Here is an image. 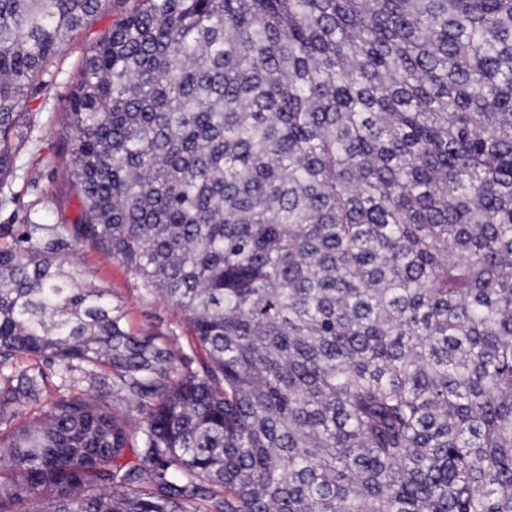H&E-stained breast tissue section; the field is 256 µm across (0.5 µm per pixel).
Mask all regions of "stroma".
I'll return each mask as SVG.
<instances>
[{"instance_id":"stroma-1","label":"stroma","mask_w":512,"mask_h":512,"mask_svg":"<svg viewBox=\"0 0 512 512\" xmlns=\"http://www.w3.org/2000/svg\"><path fill=\"white\" fill-rule=\"evenodd\" d=\"M115 17L109 2L90 17L53 59L38 94L28 103L29 124L15 144L14 170L0 183V243L12 242L25 224L74 223L77 195L63 176L69 159L66 112L83 57ZM77 263L88 282L108 288L113 299L125 305L133 327L163 334L179 328L180 315L162 300L145 296L140 279L117 257L87 248Z\"/></svg>"}]
</instances>
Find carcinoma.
<instances>
[{
  "label": "carcinoma",
  "instance_id": "1",
  "mask_svg": "<svg viewBox=\"0 0 512 512\" xmlns=\"http://www.w3.org/2000/svg\"><path fill=\"white\" fill-rule=\"evenodd\" d=\"M105 2L0 0V182ZM122 2L0 245V512H512V0ZM114 1L90 17L67 42L42 77L26 107L29 124L15 143L13 173L0 183V243H11L25 224H74L77 195L63 176L69 160L64 125L80 63L116 18ZM61 259L77 261L88 282L108 288L112 298L125 305L136 329L163 334L172 329L181 331L180 315L162 300L145 296L140 279L131 275L122 261L112 254L85 248L77 258L65 252Z\"/></svg>",
  "mask_w": 512,
  "mask_h": 512
}]
</instances>
